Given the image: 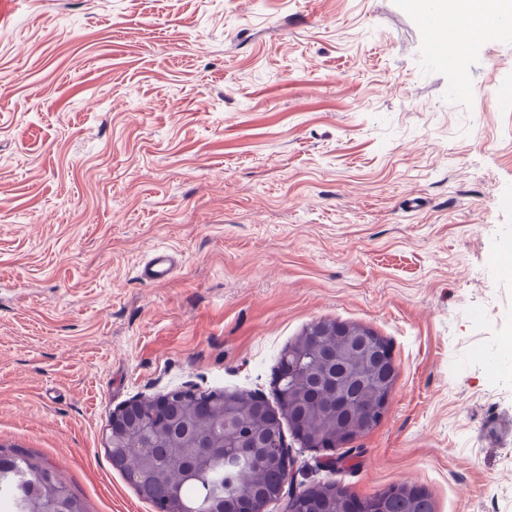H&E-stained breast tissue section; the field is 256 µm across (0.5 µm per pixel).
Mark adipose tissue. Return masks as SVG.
<instances>
[{
  "mask_svg": "<svg viewBox=\"0 0 512 512\" xmlns=\"http://www.w3.org/2000/svg\"><path fill=\"white\" fill-rule=\"evenodd\" d=\"M438 10L442 27L434 34L436 41L461 50L512 19V0H439Z\"/></svg>",
  "mask_w": 512,
  "mask_h": 512,
  "instance_id": "ef3b65f1",
  "label": "adipose tissue"
}]
</instances>
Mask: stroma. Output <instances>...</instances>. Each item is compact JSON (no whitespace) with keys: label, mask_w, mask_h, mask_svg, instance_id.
I'll list each match as a JSON object with an SVG mask.
<instances>
[{"label":"stroma","mask_w":512,"mask_h":512,"mask_svg":"<svg viewBox=\"0 0 512 512\" xmlns=\"http://www.w3.org/2000/svg\"><path fill=\"white\" fill-rule=\"evenodd\" d=\"M468 95L456 92L459 83ZM512 41L446 65L411 0H16L0 26V447L86 512H156L106 448L172 389L275 402L311 325L371 330L397 377L293 488L512 512ZM179 254L140 277L158 248ZM500 425L488 427L487 413ZM179 261L175 251L158 249L141 270V277L147 282H160L172 274Z\"/></svg>","instance_id":"1"}]
</instances>
